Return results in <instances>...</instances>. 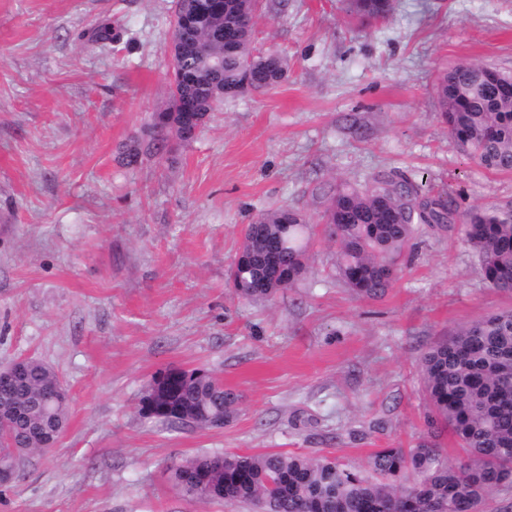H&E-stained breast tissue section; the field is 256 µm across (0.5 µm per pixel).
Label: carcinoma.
<instances>
[{"instance_id": "carcinoma-1", "label": "carcinoma", "mask_w": 512, "mask_h": 512, "mask_svg": "<svg viewBox=\"0 0 512 512\" xmlns=\"http://www.w3.org/2000/svg\"><path fill=\"white\" fill-rule=\"evenodd\" d=\"M224 9L201 27L175 32L173 72H203L206 83L183 85L172 94L166 123L150 124L146 150L160 151L168 138L189 143L199 119L213 109L214 93L243 96L283 81L287 63L252 46L255 0H223ZM393 0H349L362 18L389 16ZM506 75L461 64L444 73L438 86L442 119L456 146L480 166L512 172V94L500 92ZM322 219L338 243L336 267L361 299L382 296L412 239L414 225L443 229L456 222L475 251L483 280L512 292V212H458L454 198L430 194L403 170L373 178L363 187L336 189ZM307 224L301 211L277 208L246 225L229 271L235 294L251 302L269 300L288 267V285L306 268ZM25 376L13 391L14 406L34 415L0 410V466L18 471L31 449L50 448L67 425L69 402L40 413L41 397L59 377L36 358L23 363ZM425 391L438 423L457 440L464 456L450 462L428 433L414 448H381L368 461L369 473L331 458L278 452L215 454L169 466L173 485L187 496L245 503L257 512H477L485 497L512 488V310L494 313L460 328L419 358ZM140 413L169 427L212 428L229 420L239 395L203 370H167L154 376Z\"/></svg>"}]
</instances>
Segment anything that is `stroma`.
<instances>
[{"mask_svg":"<svg viewBox=\"0 0 512 512\" xmlns=\"http://www.w3.org/2000/svg\"><path fill=\"white\" fill-rule=\"evenodd\" d=\"M173 0H0V365L35 357L70 395L64 434L0 487V512H250L177 491L172 463L218 453L366 468L431 413L420 354L512 308L461 225L416 226L386 294L359 299L321 216L342 184L415 173L459 210H512V173L456 147L436 84L463 62L512 75V0H261L253 46L280 84L219 103L196 139L126 155L170 102ZM116 39L95 42L103 21ZM302 211L308 262L270 300L238 298L242 230ZM169 367L239 394L218 428L144 419ZM349 11L362 18H378L382 7L384 15L382 18L388 17L394 10L393 0H350ZM380 2H385L382 6Z\"/></svg>","mask_w":512,"mask_h":512,"instance_id":"obj_1","label":"stroma"}]
</instances>
